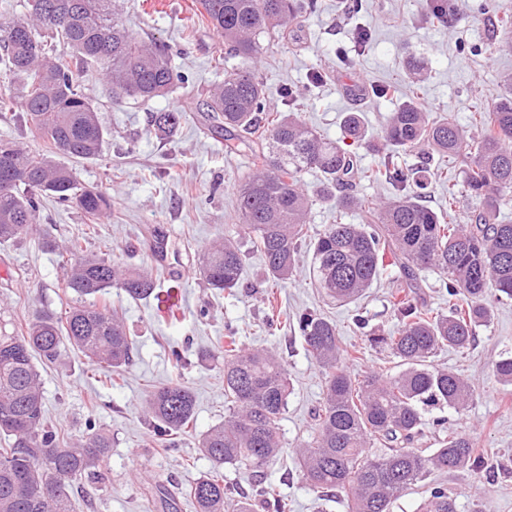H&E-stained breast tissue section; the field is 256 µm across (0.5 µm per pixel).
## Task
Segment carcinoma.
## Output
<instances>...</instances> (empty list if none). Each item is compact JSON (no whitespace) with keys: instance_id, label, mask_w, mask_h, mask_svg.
<instances>
[{"instance_id":"cac0c4a2","label":"carcinoma","mask_w":512,"mask_h":512,"mask_svg":"<svg viewBox=\"0 0 512 512\" xmlns=\"http://www.w3.org/2000/svg\"><path fill=\"white\" fill-rule=\"evenodd\" d=\"M201 15L224 37L227 54L238 64L224 80L201 93L207 117L224 134L230 152L250 144L257 166L238 186V210L248 235L263 254L270 279L294 276L302 243L309 236L311 197L302 188L309 169L324 178L322 192L349 184L355 175L393 189L383 202L345 195L341 203L364 211L362 224H328L313 242L315 286L339 303L360 298L392 258L402 283L391 293L401 325L374 334L370 347L400 360L396 375L348 373L336 324L305 314L298 325L321 370L322 403L308 440L296 450L303 479L318 493L334 491L348 512H389L409 490L422 496L420 512H458L448 489L426 479L478 464L471 440L450 433L447 420L432 425L446 432L426 454L413 447L425 426L423 411L439 402L460 412L473 398L471 383L432 362L438 350L468 348L476 328L490 320L489 291L512 298V224H499L491 210L512 192V75L508 94L481 108L467 133L450 115L431 119L416 100L399 104L377 135L361 116L348 113L343 139L318 135L293 111L291 90L283 91L288 110L271 112L258 75L260 38L286 34L296 17L317 8L316 0H199ZM120 0H27L23 17L0 24V68L21 85L20 107L31 136L45 151L32 153L11 139H0V245L39 233L45 247L52 234L40 228L41 197L76 206L90 221L111 211L98 190L79 184L73 169L51 154L87 160L99 156L105 138L97 108L74 78L93 69L106 79L112 100L150 101L163 97L188 77L172 64L168 47L129 31L119 21ZM506 37L498 43L512 52V16L498 19ZM183 115L151 112L149 131L165 139L176 134ZM381 156L374 167L358 168V148ZM417 150L464 163L463 183L477 209L467 224L443 221L423 204L428 168L407 169L396 154ZM70 264L65 287L96 297L118 288L133 299L151 296L156 282L140 268L124 267L85 252L77 237L65 247ZM243 260L231 238L216 240L203 252L200 274L207 285L230 290L239 285ZM427 269L448 274V311L417 305L412 294ZM64 344L93 365L118 370L132 362L135 344L124 322L103 303L79 305L65 319L37 310L25 326L0 328V512H75L74 484L98 472L111 438L88 420L89 434L66 442L44 424L43 392L34 357L52 363ZM224 424L202 434L198 448L212 470L188 489L197 512H252L251 500L237 498L224 484L226 465H244L259 477L257 495L267 512L287 504L263 483L265 469L284 454L279 422L293 391L285 366L268 350H243L236 332L224 336ZM155 443L169 448L194 416V399L179 379L146 399Z\"/></svg>"}]
</instances>
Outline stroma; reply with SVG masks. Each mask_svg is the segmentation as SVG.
<instances>
[{
    "mask_svg": "<svg viewBox=\"0 0 512 512\" xmlns=\"http://www.w3.org/2000/svg\"><path fill=\"white\" fill-rule=\"evenodd\" d=\"M316 12L305 13L286 37H263L259 74L268 92L267 104L284 110L283 88L296 96V112L320 134L342 137L345 113H359L370 132H379L397 103L414 98L426 112L451 114L470 127L475 110L504 94V76L512 75V53L496 50L495 22L512 14V0H457L451 21L432 18L426 0H364L361 13L349 14L345 0H319ZM121 20L134 33L170 47L172 61L189 85L145 103L113 102L106 82L94 72L82 75L86 93L95 102L108 135L101 155L92 161L69 160L78 180L103 192L112 203L111 217L89 226L76 207L43 200L42 223L51 225L58 244L86 237L89 253L152 272L158 291L170 292L183 317L167 322L156 297L134 300L121 290L107 289L104 298L122 317L136 344L132 362L111 372L91 365L73 348L52 363H38L45 402V420L68 439L84 436L87 419L112 437L97 483L81 481L75 489L76 512H166L155 494L163 484L177 494L173 512H196L181 495L211 469L198 447L200 434L223 423L224 356L219 343L235 330L240 346L273 352L285 365L294 392L279 423L289 453L267 471V480L288 502V512H347L344 498L321 495L304 483L295 447L306 439L323 397V379L308 352L296 319L306 311L331 318L344 347L360 351L348 369L358 376L371 370L399 372L388 351L370 348L368 336L389 332L400 319L390 303L394 270L385 271L357 302H327L314 286L309 245H302L299 267L276 291L269 306L270 282L265 261L248 239H239L243 273L238 288H208L199 266L202 250L225 234L237 233L241 218L236 187L254 169L251 151L226 152L223 137L191 95L224 77V40L196 9V0H124ZM365 27L371 40L356 44V30ZM428 64L421 79L406 70L407 56ZM321 81H313V74ZM388 84L387 98L366 96L367 87ZM183 113L178 132L161 139L148 132V113ZM321 174L310 170L304 188L314 195ZM360 211L343 209L337 200L315 202L309 214L311 232L324 225L358 224ZM65 270L59 252L28 237L0 245V321L15 325L40 309L64 315L80 298L64 290ZM491 321L479 327L466 350L442 349L436 365L470 379L476 393L469 407L455 412L430 408L426 420L442 417L454 432L467 434L479 454L500 460L499 469L434 474L456 499L459 512H512V385L502 384L494 366L512 354V299L491 300ZM288 314L287 322L269 328L273 308ZM182 350L187 365L182 381L195 400L190 431L174 448L155 445L145 412L148 388L167 384L173 376L171 347Z\"/></svg>",
    "mask_w": 512,
    "mask_h": 512,
    "instance_id": "obj_1",
    "label": "stroma"
}]
</instances>
